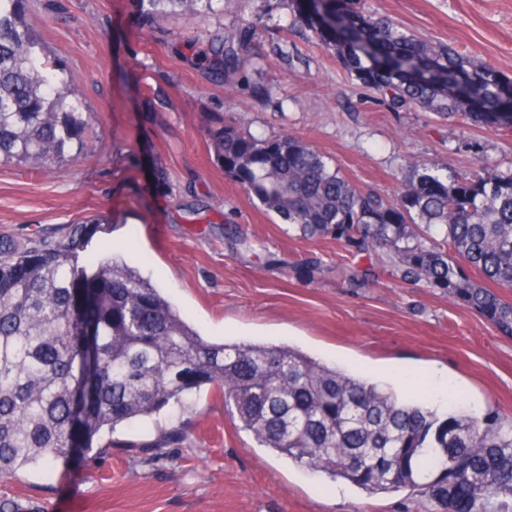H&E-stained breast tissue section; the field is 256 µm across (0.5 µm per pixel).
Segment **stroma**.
I'll return each instance as SVG.
<instances>
[{"label":"stroma","instance_id":"stroma-1","mask_svg":"<svg viewBox=\"0 0 512 512\" xmlns=\"http://www.w3.org/2000/svg\"><path fill=\"white\" fill-rule=\"evenodd\" d=\"M420 38L512 80V0H358ZM25 20L75 78L90 152L58 172L0 167V244L24 253L84 234L120 253L212 341L287 344L445 408L512 419V337L441 290L403 278L386 253L307 238L278 223L213 160L208 127L298 136L363 191L394 198L423 162L441 176L512 173V128L420 107L394 110L362 86L288 0H224L185 22H144L135 0H28ZM244 24V73L272 99L229 91L187 46ZM180 436L159 444L162 430ZM88 460L35 469L0 493L47 512H427L375 497L259 447L220 393L103 432Z\"/></svg>","mask_w":512,"mask_h":512}]
</instances>
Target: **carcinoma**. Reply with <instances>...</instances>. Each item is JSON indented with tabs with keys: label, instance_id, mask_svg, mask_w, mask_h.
I'll return each instance as SVG.
<instances>
[{
	"label": "carcinoma",
	"instance_id": "cac0c4a2",
	"mask_svg": "<svg viewBox=\"0 0 512 512\" xmlns=\"http://www.w3.org/2000/svg\"><path fill=\"white\" fill-rule=\"evenodd\" d=\"M0 0V166L60 170L87 147L89 119L70 72L50 67L25 21ZM146 17L194 16L223 0H136ZM336 59L393 109L464 112L512 125V83L448 46L399 30L353 0H290ZM255 31L224 36L200 62L245 80ZM215 162L282 224L359 251L381 248L512 337V174L453 179L420 164L392 200L364 193L295 135L209 132ZM436 228L442 246H429ZM88 242L0 257V481L93 448L117 426L187 408L218 388L259 446L371 496L406 491L438 512H512V420L399 396L285 345L211 342L117 254L80 259Z\"/></svg>",
	"mask_w": 512,
	"mask_h": 512
}]
</instances>
